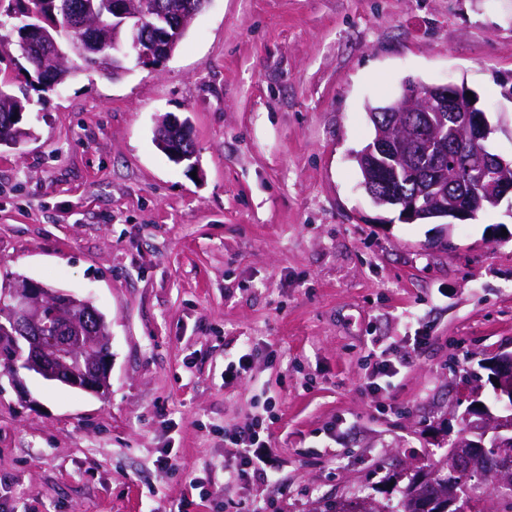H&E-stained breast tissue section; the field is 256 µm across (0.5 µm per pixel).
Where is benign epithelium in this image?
Segmentation results:
<instances>
[{
  "instance_id": "1",
  "label": "benign epithelium",
  "mask_w": 512,
  "mask_h": 512,
  "mask_svg": "<svg viewBox=\"0 0 512 512\" xmlns=\"http://www.w3.org/2000/svg\"><path fill=\"white\" fill-rule=\"evenodd\" d=\"M135 2L111 0L112 42L134 51L144 63V68L152 70L172 54L175 44L169 32L182 30V16L160 11L156 24L162 30L154 34L152 41L144 42L138 36L144 12L136 9ZM46 5L61 18L69 20L70 29L82 34L88 52H96L97 22L93 12L85 10L72 14L55 0H48ZM31 16L33 13L28 10L15 14L20 19L23 43L29 48L34 61L50 63L57 57L55 42L47 31L34 29L29 21ZM97 67L114 79L121 77V61L115 55H99ZM467 91L469 88L464 84H424L404 90L389 108L394 113L392 121L380 126L373 143L360 155L361 162L373 174L372 186L377 205L396 211L400 222L414 224L423 216V211L399 193L393 180L383 176L389 169L387 161L401 158L417 136L433 138L438 135L437 129H425L413 120V113L427 110L430 95L439 97L443 109L461 113L459 142L472 147V153L466 158L465 168L451 172L449 177L472 179L473 201L467 206L439 202L433 215L447 219L439 229L438 239L443 242L447 241L448 228L457 221L465 222L475 217L484 201L497 204L508 196L512 197V179L508 177L512 171V160L486 149L485 144L494 128L488 121L487 112L480 106V97L475 94L470 98ZM190 140L188 121L174 115L163 119L155 130L156 146L177 163L194 157L195 148L187 146ZM62 294V290L47 288L23 276L0 282V300L11 303L13 324V332L0 336V343H21L26 353L23 366L12 367L8 377L16 388L24 387L21 372L26 371L50 383L102 395L110 388L112 357H100L98 349L103 342L112 343V335H102L106 325L103 314L91 302L70 293L67 294L70 299L67 311L58 314L61 330L66 335L45 334V310ZM493 370L499 383L497 395L501 399L512 400V354L500 356ZM464 418L466 433L456 437L448 434L443 442L448 447L445 457L448 470L455 473L464 467L469 470L486 469L494 478L495 488L511 489L512 472L492 466L491 459L512 448V416L507 413L496 415L484 404L479 407L473 404L464 412Z\"/></svg>"
}]
</instances>
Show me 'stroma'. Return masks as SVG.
Wrapping results in <instances>:
<instances>
[{"label": "stroma", "instance_id": "1", "mask_svg": "<svg viewBox=\"0 0 512 512\" xmlns=\"http://www.w3.org/2000/svg\"><path fill=\"white\" fill-rule=\"evenodd\" d=\"M510 78L512 0H207L156 69L31 91L36 139L0 148V278L93 302L111 390L0 382V512H215L193 474L267 512L397 500L512 353V218L437 247L372 204L354 154L411 79L466 83L511 157ZM168 114L192 162L155 146ZM246 339L252 377L225 385ZM381 358L405 365L373 393ZM268 412L278 479L225 483V429Z\"/></svg>", "mask_w": 512, "mask_h": 512}]
</instances>
